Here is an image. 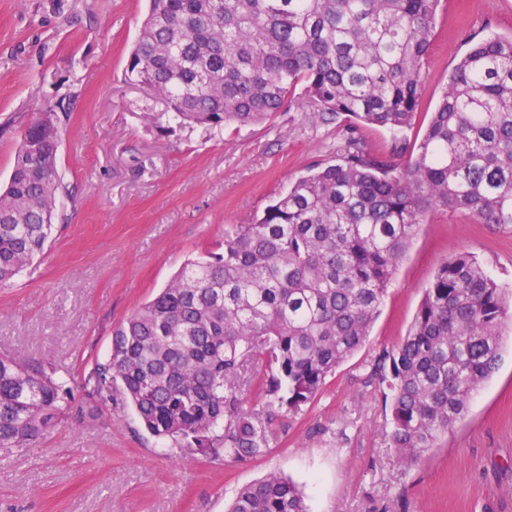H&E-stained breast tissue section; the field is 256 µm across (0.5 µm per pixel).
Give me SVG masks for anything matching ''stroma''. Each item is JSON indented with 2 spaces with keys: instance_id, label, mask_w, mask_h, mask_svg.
Instances as JSON below:
<instances>
[{
  "instance_id": "35a3bbf8",
  "label": "stroma",
  "mask_w": 512,
  "mask_h": 512,
  "mask_svg": "<svg viewBox=\"0 0 512 512\" xmlns=\"http://www.w3.org/2000/svg\"><path fill=\"white\" fill-rule=\"evenodd\" d=\"M146 0H0V185L24 128L61 102L58 168L69 193L43 252L0 288V353L24 352L81 382L112 331L190 259L263 213L288 184L334 163L348 138L400 166L448 76L481 39L512 36V0H441L413 127L322 121L294 93L261 124L179 125L125 69ZM472 256L512 303V224L435 209L389 284L368 340L303 411H275L260 458L189 456L122 404L74 415L34 448L0 447V512H225L275 471L309 512H512V314L498 366L464 417L410 466L390 441L376 358L405 335L438 266Z\"/></svg>"
}]
</instances>
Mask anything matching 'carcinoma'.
I'll return each instance as SVG.
<instances>
[{
	"instance_id": "cac0c4a2",
	"label": "carcinoma",
	"mask_w": 512,
	"mask_h": 512,
	"mask_svg": "<svg viewBox=\"0 0 512 512\" xmlns=\"http://www.w3.org/2000/svg\"><path fill=\"white\" fill-rule=\"evenodd\" d=\"M440 0H149L129 81L149 86L182 124H260L302 83L321 115L412 126ZM56 106L23 130L0 190V286L49 238L58 198ZM464 210L512 224V37L479 41L453 69L401 168L356 139L296 179L224 252L190 260L113 331L83 400H117L141 426L206 458L243 461L269 447L265 409L297 413L366 342L386 288L425 215ZM505 292L466 253L442 262L413 321L376 365L390 392L391 440L405 464L465 414L494 372ZM261 382L263 407L250 402ZM67 378L0 355V446L38 443L73 409ZM228 512H307L273 472L237 489Z\"/></svg>"
}]
</instances>
